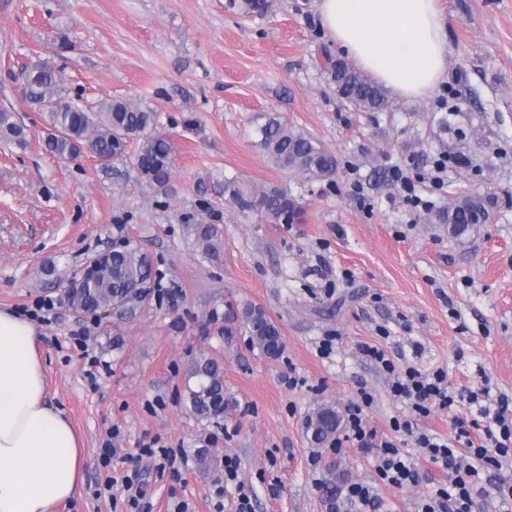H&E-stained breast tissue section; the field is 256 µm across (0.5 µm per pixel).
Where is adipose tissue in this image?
Wrapping results in <instances>:
<instances>
[{"mask_svg":"<svg viewBox=\"0 0 512 512\" xmlns=\"http://www.w3.org/2000/svg\"><path fill=\"white\" fill-rule=\"evenodd\" d=\"M327 34L354 63L403 99L429 95L448 73L438 0H317ZM83 446L47 399L36 330L0 309V512H56L77 498Z\"/></svg>","mask_w":512,"mask_h":512,"instance_id":"adipose-tissue-1","label":"adipose tissue"}]
</instances>
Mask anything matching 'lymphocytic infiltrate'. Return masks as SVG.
Here are the masks:
<instances>
[{
    "label": "lymphocytic infiltrate",
    "instance_id": "f902f5d3",
    "mask_svg": "<svg viewBox=\"0 0 512 512\" xmlns=\"http://www.w3.org/2000/svg\"><path fill=\"white\" fill-rule=\"evenodd\" d=\"M364 353L392 373L394 392L411 404L412 417L394 421V431L413 436L418 447L448 471V491L423 499L420 512H472L476 463L500 467L512 462V399L500 396L489 407L482 403L488 390L455 391L443 372L425 374L412 367L397 370L384 351L374 346H365ZM464 400L477 405L478 417L467 424L458 423L452 443H440L419 432V420ZM376 471L382 481L398 487L419 481L418 471L390 441L379 445Z\"/></svg>",
    "mask_w": 512,
    "mask_h": 512
}]
</instances>
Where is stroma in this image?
Wrapping results in <instances>:
<instances>
[{
	"instance_id": "35a3bbf8",
	"label": "stroma",
	"mask_w": 512,
	"mask_h": 512,
	"mask_svg": "<svg viewBox=\"0 0 512 512\" xmlns=\"http://www.w3.org/2000/svg\"><path fill=\"white\" fill-rule=\"evenodd\" d=\"M440 4L446 80L427 97L394 96L383 111L361 112L328 83L325 57L339 50L302 0H276L263 18L231 13L226 0H0V109L28 133L23 148L0 139V308L29 316L37 302L54 304L51 321L35 323L36 344L48 398L85 448L81 494L61 512H129L119 483L111 496L97 491L133 470L141 512H174L179 500L189 512H237L243 495L251 512H326L321 485L332 461L348 484L373 487L371 512H418L447 486V470L393 430L410 409L362 351L378 347L399 368L444 370L459 390L512 396V0ZM34 62L60 71L65 93L84 104L120 98L156 112L158 131L174 142V195L139 181L128 158L104 167L46 153L43 122L19 89L21 68ZM266 112L335 156V175L310 181L271 164L256 145ZM232 177L287 187L303 223L267 224L226 201ZM473 192L495 197L493 219L449 237L436 213ZM198 222L221 228L219 258L186 237L185 225ZM125 242L167 292L119 327L93 323L69 306L65 281ZM244 303L278 323V359L252 349L233 317ZM85 326L82 345L74 333ZM203 352L220 353L234 403L210 422L189 413L184 394L186 370ZM91 355L110 364L92 378ZM362 388L373 397L365 419L375 444L312 447L306 415L322 403L345 408ZM112 430L120 452L106 467L99 448ZM154 437L189 455L180 483L135 456L138 441ZM384 440L413 463L418 484L380 480ZM206 444L236 459L237 479L199 468L192 453ZM479 477L474 512H501L498 489L512 486V464Z\"/></svg>"
}]
</instances>
